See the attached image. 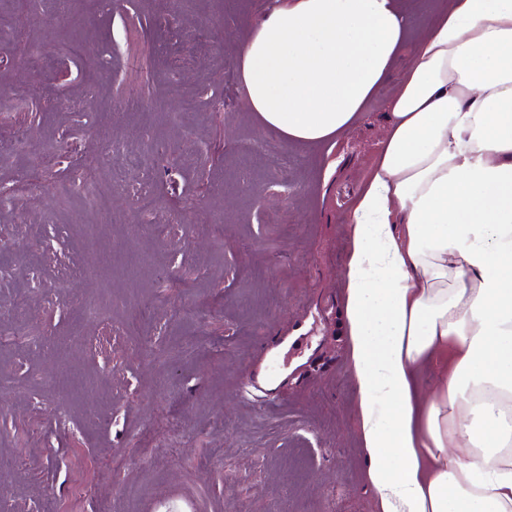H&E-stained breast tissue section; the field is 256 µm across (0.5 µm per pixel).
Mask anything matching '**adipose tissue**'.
<instances>
[{"label":"adipose tissue","mask_w":512,"mask_h":512,"mask_svg":"<svg viewBox=\"0 0 512 512\" xmlns=\"http://www.w3.org/2000/svg\"><path fill=\"white\" fill-rule=\"evenodd\" d=\"M420 25L349 219L366 475L377 512H512V0H273L238 72L282 145L332 142Z\"/></svg>","instance_id":"ef3b65f1"}]
</instances>
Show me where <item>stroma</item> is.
<instances>
[{"label": "stroma", "instance_id": "stroma-1", "mask_svg": "<svg viewBox=\"0 0 512 512\" xmlns=\"http://www.w3.org/2000/svg\"><path fill=\"white\" fill-rule=\"evenodd\" d=\"M265 8L28 0L37 49L0 62V86L57 96L0 112V136L27 128L0 183L20 170L38 190L0 209L14 512H375L340 312L349 217L412 53L349 134L286 148L278 172L237 73ZM88 154L122 223L70 191Z\"/></svg>", "mask_w": 512, "mask_h": 512}]
</instances>
